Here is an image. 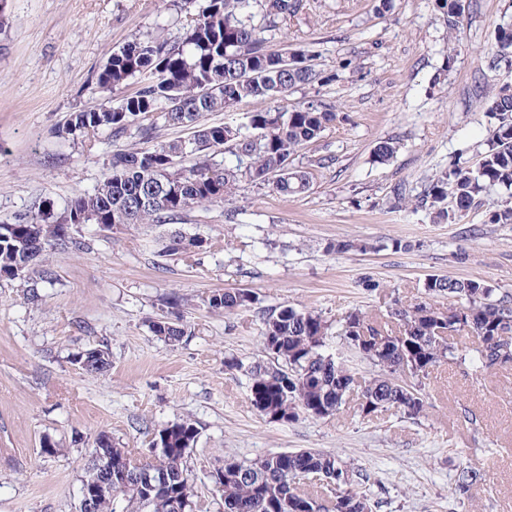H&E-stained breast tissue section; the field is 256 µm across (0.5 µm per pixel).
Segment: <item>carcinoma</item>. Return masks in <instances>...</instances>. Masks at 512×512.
I'll list each match as a JSON object with an SVG mask.
<instances>
[{"label": "carcinoma", "mask_w": 512, "mask_h": 512, "mask_svg": "<svg viewBox=\"0 0 512 512\" xmlns=\"http://www.w3.org/2000/svg\"><path fill=\"white\" fill-rule=\"evenodd\" d=\"M251 2L205 0L187 24L181 44L155 39L127 43L112 52L98 75V87L111 92L135 79L138 88L116 107L105 102L95 110L72 113L64 133L90 143L106 130L115 138L134 132L151 140L155 126L144 124V117L156 114L167 126L194 128L192 142L164 141L147 149L118 151L93 192L74 197L63 211L47 204L13 224H0V277L13 279L17 272L24 273L27 299L35 301L39 288L54 278L51 268L37 263L38 257L57 246L84 248L72 233L81 224H104L109 230L130 224H174L195 206L228 200L241 181L269 185L282 195L309 188L307 172L292 167L293 156L340 118L334 108L304 103L288 112H250V135L226 123L198 124L206 112H222L249 99L276 101L319 77L305 52L296 51L300 61L287 63L283 54L266 46L265 33L276 27V18L295 13L299 0H263L260 25L254 22ZM444 8L452 32L460 23L461 0H444ZM495 41L498 55L512 57V26L500 27ZM488 110L498 124L477 165L454 162L421 197L420 204L432 210L439 223L456 222L477 206L483 193L512 192V91L494 94ZM221 149L236 158L235 165L208 159ZM397 149L395 141L381 140L374 148L375 159L386 162ZM187 154L198 162L182 165ZM489 223L512 224V207H493ZM202 250L203 240L176 231L161 248L166 256L185 259ZM425 292L430 297H456L466 312L446 315L426 300L408 308L397 306L391 310L395 330L389 322L357 310L343 318L338 336L379 368L371 378L351 371L328 353L329 326L320 315L291 306L269 312L262 336L273 363L246 370L254 407L276 422L291 423L302 415L333 416L354 396L365 416L394 410L415 420L424 409L423 379L435 367L468 358L482 372L494 368V358L501 359V368L512 366V298L495 297L494 289L482 280L445 276L429 278ZM256 303V296L242 288H229L206 300L212 311L228 314ZM170 305L171 311L152 322L150 329L176 346L190 330L179 297ZM463 332L474 335L475 344L461 350L453 343V334ZM73 361L87 362L90 374L111 366L105 344L74 353ZM196 437L197 428L187 418L167 423L155 435L160 448L152 460L137 467L110 435L100 433L92 466L111 464L112 495L97 498L91 512H174L173 501L189 512L192 481L185 458ZM142 470L166 479L168 494H147L139 477ZM220 473L224 479L214 486L224 499V512H373L370 499L354 489V468L337 454L308 448L249 464L227 458ZM310 475L335 476L338 487L331 506L297 490L296 480ZM481 480L479 469L461 465L454 492L462 496Z\"/></svg>", "instance_id": "carcinoma-1"}]
</instances>
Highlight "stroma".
Instances as JSON below:
<instances>
[{
    "mask_svg": "<svg viewBox=\"0 0 512 512\" xmlns=\"http://www.w3.org/2000/svg\"><path fill=\"white\" fill-rule=\"evenodd\" d=\"M449 31L440 0H302L268 32L270 50L302 49L321 80L278 101L255 100L203 116L242 123L246 113L303 103L335 107L341 119L301 149L294 167L310 187L282 195L239 183L230 200L188 211L178 228L205 240L198 260L164 257L161 228L119 232L95 224L76 234L87 251L55 248L45 260L55 284L29 303L25 283L0 278V512H79L80 488L100 433L145 460L154 434L178 418L198 436L187 457L193 512H224L212 476L225 459L249 463L313 448L339 453L376 512H512V367L482 375L469 363L435 368L424 381V411L364 416L353 406L326 418L271 421L251 404L246 376L225 363L270 362L266 314L283 305L319 313L331 326L352 310L385 314L425 297L431 276L481 279L512 296V224L488 223L485 198L459 223L435 222L418 207L432 179L460 158L478 160L497 124L488 100L512 88V58L495 54L512 0H463ZM197 0H7L0 32V224L48 201L62 211L100 183L113 155L136 137L100 134L94 144L65 134L72 112L104 98L96 79L112 52L132 41L181 42ZM397 142L388 163L378 141ZM332 157L330 166L315 158ZM409 204L392 205L396 187ZM410 242L394 251L392 240ZM353 241L331 254L330 242ZM465 261H457L459 250ZM381 287L368 291L364 278ZM246 288L255 307L211 311L206 299ZM184 300L192 330L172 347L150 331L168 299ZM107 343L102 374L72 361ZM58 447L41 450L43 439ZM481 470L468 495L454 492L459 464Z\"/></svg>",
    "mask_w": 512,
    "mask_h": 512,
    "instance_id": "35a3bbf8",
    "label": "stroma"
}]
</instances>
